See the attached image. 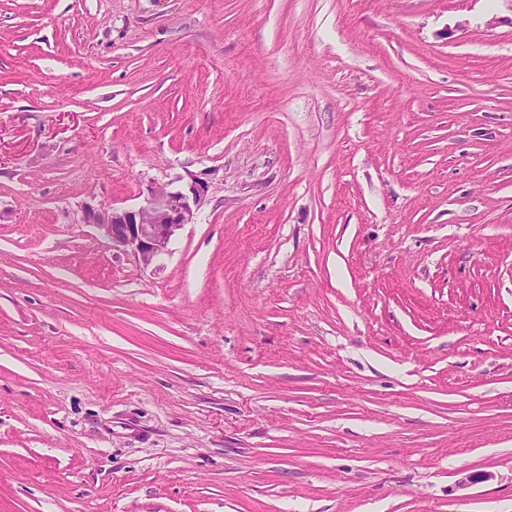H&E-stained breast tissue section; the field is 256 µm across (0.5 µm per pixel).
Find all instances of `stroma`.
Wrapping results in <instances>:
<instances>
[{
  "mask_svg": "<svg viewBox=\"0 0 512 512\" xmlns=\"http://www.w3.org/2000/svg\"><path fill=\"white\" fill-rule=\"evenodd\" d=\"M0 512H512V0H0ZM204 187L191 181L176 189L149 187L138 208L82 206V222L93 225L112 242L113 249L132 253L149 266L166 252L171 238L185 224L194 223Z\"/></svg>",
  "mask_w": 512,
  "mask_h": 512,
  "instance_id": "obj_1",
  "label": "stroma"
}]
</instances>
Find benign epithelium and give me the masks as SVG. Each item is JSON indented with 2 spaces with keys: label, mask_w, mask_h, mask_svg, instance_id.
Instances as JSON below:
<instances>
[{
  "label": "benign epithelium",
  "mask_w": 512,
  "mask_h": 512,
  "mask_svg": "<svg viewBox=\"0 0 512 512\" xmlns=\"http://www.w3.org/2000/svg\"><path fill=\"white\" fill-rule=\"evenodd\" d=\"M138 208L82 206V222L93 225L112 242V248L132 253L149 266L167 251L171 238L186 224L194 223L204 187L192 181L176 189L149 187Z\"/></svg>",
  "instance_id": "1"
}]
</instances>
